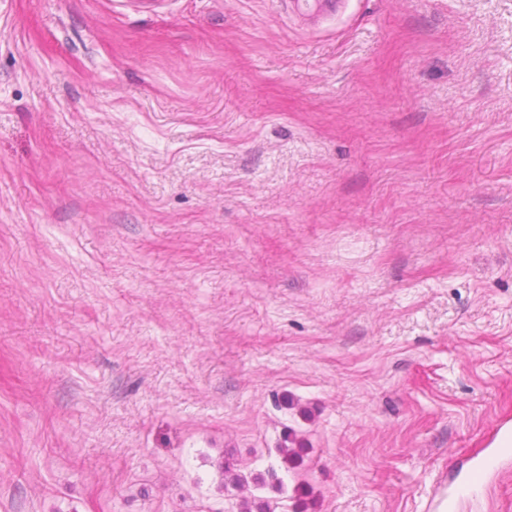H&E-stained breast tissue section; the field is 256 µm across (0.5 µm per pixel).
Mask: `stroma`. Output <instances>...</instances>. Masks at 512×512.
<instances>
[{"instance_id": "1", "label": "stroma", "mask_w": 512, "mask_h": 512, "mask_svg": "<svg viewBox=\"0 0 512 512\" xmlns=\"http://www.w3.org/2000/svg\"><path fill=\"white\" fill-rule=\"evenodd\" d=\"M506 423L512 0H0V512H440Z\"/></svg>"}]
</instances>
